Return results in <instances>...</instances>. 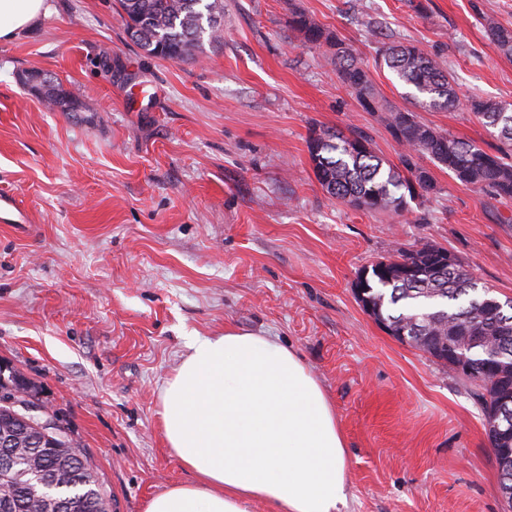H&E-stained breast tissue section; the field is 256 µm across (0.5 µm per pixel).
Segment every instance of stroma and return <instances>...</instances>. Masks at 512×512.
<instances>
[{
  "label": "stroma",
  "mask_w": 512,
  "mask_h": 512,
  "mask_svg": "<svg viewBox=\"0 0 512 512\" xmlns=\"http://www.w3.org/2000/svg\"><path fill=\"white\" fill-rule=\"evenodd\" d=\"M0 43V361L35 383L96 468L111 512H144L193 481L170 452L162 388L198 338L225 328L292 348L320 381L348 449L347 512H512L468 386L387 334L358 275L393 249H448L512 298V204L432 168L438 191L398 215L331 199L312 130L357 128L401 147L293 29L294 11L348 44L379 95L408 107L380 46L410 42L453 74L461 105L419 120L494 151L474 97L512 104V57L486 34L512 0H224V31L193 59L146 56L116 0H48ZM52 74L82 105L29 91ZM37 72H28L24 75V83L31 85L42 100L54 108H60L62 112H78L80 106L76 100H73L65 95L60 89V86L56 84V80L51 78V83L43 84L41 82L34 81V76Z\"/></svg>",
  "instance_id": "35a3bbf8"
}]
</instances>
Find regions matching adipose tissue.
<instances>
[{"label":"adipose tissue","instance_id":"ef3b65f1","mask_svg":"<svg viewBox=\"0 0 512 512\" xmlns=\"http://www.w3.org/2000/svg\"><path fill=\"white\" fill-rule=\"evenodd\" d=\"M47 11L46 0H0V41ZM167 445L190 484L152 496L145 512H341L345 438L318 379L296 352L251 332L195 341L162 392Z\"/></svg>","mask_w":512,"mask_h":512}]
</instances>
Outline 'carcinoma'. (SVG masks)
<instances>
[{
    "label": "carcinoma",
    "instance_id": "cac0c4a2",
    "mask_svg": "<svg viewBox=\"0 0 512 512\" xmlns=\"http://www.w3.org/2000/svg\"><path fill=\"white\" fill-rule=\"evenodd\" d=\"M126 31L145 54L164 60L185 61L203 39L217 42L224 22V0H119ZM292 24L310 43L330 45L328 61L345 87L355 95L364 111L381 113L382 122L404 149L401 163L410 173L403 177L374 154L369 137L360 130L346 136L323 129L313 131L308 150L316 178L326 194L356 210L401 213L406 197L436 193L437 184L430 170L417 159L424 156L448 169L461 184L487 191L500 200H512V111L504 104L484 98L468 102L469 110L486 127L498 130L496 153L485 151L472 141L462 140L419 120L414 111L392 109L379 96L369 72L342 41L333 39L312 17L294 13ZM487 33L496 49L512 56V29L487 23ZM381 62L403 86L407 98L419 108L452 109L459 103L454 77L448 70L412 44H396L380 50ZM35 73L24 75V83L42 100L64 112L79 111L54 82L34 81ZM441 248L434 245L398 249L363 271L357 277L364 296L372 305L374 320L386 322L395 330L420 328L421 336H437L458 347L468 337H486V345L472 359V371L459 372L450 359H436L440 365L471 387V393L484 416L488 441L499 470L498 491L512 506V434L501 437L492 429L489 414L511 391H502L512 381V359L507 367L495 370L487 364L500 353L512 356V300L504 305L509 313L499 315L481 306L479 298L490 287L478 286L474 276L460 262L439 278L426 275L430 259ZM45 453L31 448L19 458L10 472L0 471V502L10 500L11 512H34L35 499L66 502L72 512H109V501L96 472L77 443L66 438L58 445L63 466L44 472L30 466V459Z\"/></svg>",
    "mask_w": 512,
    "mask_h": 512
}]
</instances>
